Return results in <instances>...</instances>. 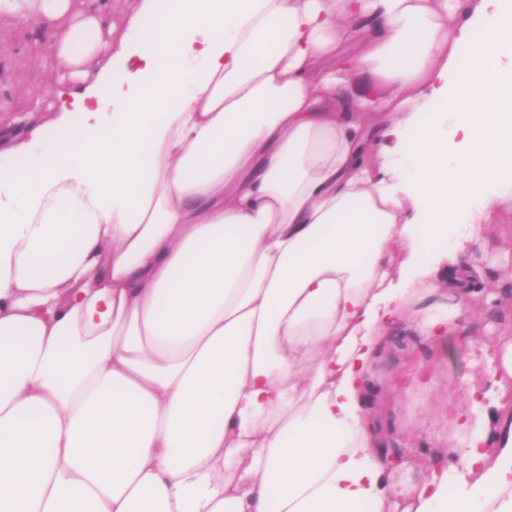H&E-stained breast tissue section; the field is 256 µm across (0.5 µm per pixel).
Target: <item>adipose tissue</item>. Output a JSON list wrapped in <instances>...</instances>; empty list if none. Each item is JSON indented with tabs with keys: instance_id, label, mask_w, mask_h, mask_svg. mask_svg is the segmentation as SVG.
<instances>
[{
	"instance_id": "ef3b65f1",
	"label": "adipose tissue",
	"mask_w": 512,
	"mask_h": 512,
	"mask_svg": "<svg viewBox=\"0 0 512 512\" xmlns=\"http://www.w3.org/2000/svg\"><path fill=\"white\" fill-rule=\"evenodd\" d=\"M119 6L138 36L116 44ZM0 17L46 46L33 97L67 101L60 140L0 138L33 158L0 166V512H393L368 381L395 324L458 333L425 297L490 287L466 239L430 241L512 164V0ZM413 509L512 512V411L450 444Z\"/></svg>"
}]
</instances>
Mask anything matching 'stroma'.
Returning a JSON list of instances; mask_svg holds the SVG:
<instances>
[{
    "label": "stroma",
    "mask_w": 512,
    "mask_h": 512,
    "mask_svg": "<svg viewBox=\"0 0 512 512\" xmlns=\"http://www.w3.org/2000/svg\"><path fill=\"white\" fill-rule=\"evenodd\" d=\"M38 41L20 39L7 21L0 19V128L14 132L30 108L24 87L38 78ZM512 250V209L493 212L483 234L474 237L468 252L497 284L494 295L471 298L460 318L461 330L448 337L439 354L411 344V329L396 326L385 340V353L375 367L378 389L371 413L386 438L408 445L410 456L400 477L414 486L423 464L444 455L461 433L480 435L493 423L497 406L512 407V382L495 385L485 370V348L512 339V264L502 265L500 248ZM473 389L478 399L466 409L468 424L459 429L448 418V396Z\"/></svg>",
    "instance_id": "stroma-1"
}]
</instances>
